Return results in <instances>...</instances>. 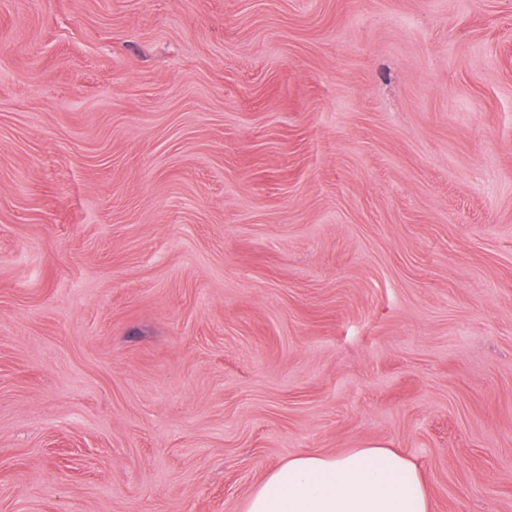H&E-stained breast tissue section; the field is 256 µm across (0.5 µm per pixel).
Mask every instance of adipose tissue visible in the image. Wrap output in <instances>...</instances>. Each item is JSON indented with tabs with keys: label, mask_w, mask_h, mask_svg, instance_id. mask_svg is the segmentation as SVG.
<instances>
[{
	"label": "adipose tissue",
	"mask_w": 512,
	"mask_h": 512,
	"mask_svg": "<svg viewBox=\"0 0 512 512\" xmlns=\"http://www.w3.org/2000/svg\"><path fill=\"white\" fill-rule=\"evenodd\" d=\"M243 512H430L419 465L378 444L303 453L268 472Z\"/></svg>",
	"instance_id": "1"
}]
</instances>
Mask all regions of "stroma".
<instances>
[{
    "mask_svg": "<svg viewBox=\"0 0 512 512\" xmlns=\"http://www.w3.org/2000/svg\"><path fill=\"white\" fill-rule=\"evenodd\" d=\"M368 443L512 512V0H0V512Z\"/></svg>",
    "mask_w": 512,
    "mask_h": 512,
    "instance_id": "35a3bbf8",
    "label": "stroma"
}]
</instances>
